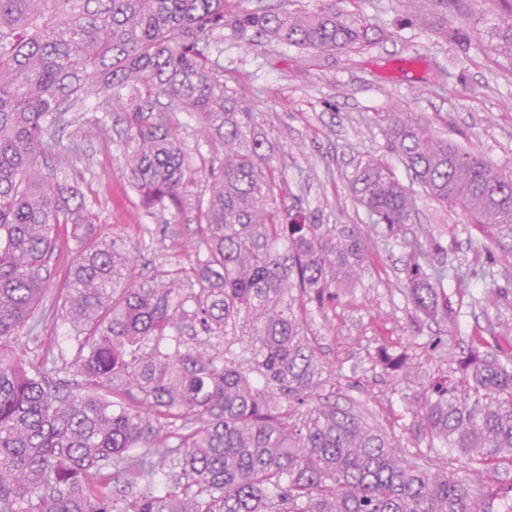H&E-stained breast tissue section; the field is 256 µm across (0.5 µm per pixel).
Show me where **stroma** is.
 <instances>
[{
	"label": "stroma",
	"mask_w": 512,
	"mask_h": 512,
	"mask_svg": "<svg viewBox=\"0 0 512 512\" xmlns=\"http://www.w3.org/2000/svg\"><path fill=\"white\" fill-rule=\"evenodd\" d=\"M346 12L374 26L375 44L359 51L319 56L295 47L246 44L224 37V93L252 114L251 128L271 155L280 186L278 201H302L321 224H357L375 254L360 283L336 291L324 307L309 305L308 336L328 374L339 381L340 406L382 426L406 454L445 456L446 448L412 428L411 410L431 380L450 374L478 340L493 353L512 352V266L493 276L469 278L445 289L448 314L417 312L405 285L412 244L427 258L468 268L486 254L476 233L448 231V211L417 194L418 215L404 234L390 239L369 230L349 179L357 162L385 152L381 118L409 112L441 137L478 151L493 165L512 169V69L482 52L492 5L476 0H341ZM79 113L64 131L83 148L81 190L97 233L138 252L135 277L155 269H191L186 242L198 233L196 186L179 208L148 214L122 165L119 141L100 138ZM405 354L421 366L418 376L397 377L383 353Z\"/></svg>",
	"instance_id": "35a3bbf8"
}]
</instances>
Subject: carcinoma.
<instances>
[{"label":"carcinoma","instance_id":"1","mask_svg":"<svg viewBox=\"0 0 512 512\" xmlns=\"http://www.w3.org/2000/svg\"><path fill=\"white\" fill-rule=\"evenodd\" d=\"M487 57L512 65V0H494ZM321 55L373 43L336 0L290 12L240 0H0V512H493L512 500V358L483 351L432 381L412 410L448 448L406 455L381 428L330 398L302 312L353 285L373 260L357 224H315L278 202L272 158L247 139V109L224 95V30ZM122 126L124 168L149 212L178 206L197 170L175 114L217 148L201 156L196 266L131 280L136 256L102 240L79 189L65 114ZM167 102H161V99ZM386 154L359 162L351 190L394 238L411 223L413 183L512 265V171L389 112ZM75 253L53 318L72 359L16 352L36 343L55 251ZM414 308L440 307L448 269L417 259ZM410 373L405 356H386ZM82 378L77 393L54 374ZM329 389L324 398L318 391ZM464 461L461 476L454 463ZM168 470L164 491L121 494Z\"/></svg>","mask_w":512,"mask_h":512}]
</instances>
